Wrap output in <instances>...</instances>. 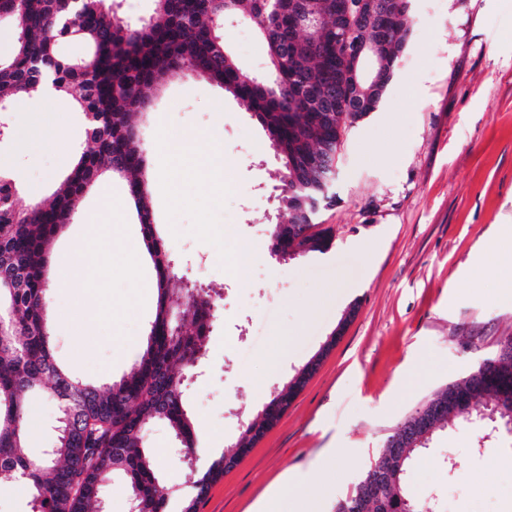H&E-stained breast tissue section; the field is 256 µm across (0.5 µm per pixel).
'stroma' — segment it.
<instances>
[{"mask_svg": "<svg viewBox=\"0 0 512 512\" xmlns=\"http://www.w3.org/2000/svg\"><path fill=\"white\" fill-rule=\"evenodd\" d=\"M410 35L376 112L343 139L331 188L334 205L318 221L331 249L287 262L270 257L269 231L280 214L267 137L246 105L193 72L160 80L139 116L152 177L178 180L181 166L160 161L165 137L193 130L214 149L226 181L214 199L199 190L192 204L169 210L154 201L157 231L180 276L223 291L198 375L186 390L195 422L218 442L193 467L164 423L145 433L160 451L164 484L188 489V471H204L229 452L247 417L270 400L319 351L336 328L344 333L279 422L224 477L200 512H245L280 475L305 478L322 494L324 512L349 495L396 427L434 393L494 355L512 336V300L498 288L512 277V0H411ZM224 44L247 73L269 77L264 43L252 23L224 19ZM13 127L38 135L32 152L16 137L0 139L18 206L50 197L86 146L80 112H14ZM127 203L123 181L102 179L79 205L51 249V260L106 221L102 197ZM253 249L257 259L238 281L227 259ZM138 311L113 308L99 334L77 332L78 294L52 278L55 354L74 377L94 385L118 381L138 360L156 311L150 260ZM292 340L274 357L273 333ZM27 451L52 447L59 405L45 392L27 396ZM478 434L461 424L433 441L406 475L408 490L431 498L433 512H512V434L475 453ZM455 458L468 484L451 475Z\"/></svg>", "mask_w": 512, "mask_h": 512, "instance_id": "35a3bbf8", "label": "stroma"}]
</instances>
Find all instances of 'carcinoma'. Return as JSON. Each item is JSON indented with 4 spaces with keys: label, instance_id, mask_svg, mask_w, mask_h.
<instances>
[{
    "label": "carcinoma",
    "instance_id": "carcinoma-1",
    "mask_svg": "<svg viewBox=\"0 0 512 512\" xmlns=\"http://www.w3.org/2000/svg\"><path fill=\"white\" fill-rule=\"evenodd\" d=\"M154 12L136 26L113 10L110 0H0V14L16 29L13 55L0 60V109L14 111L18 98L52 80L54 88L92 115L89 147L61 182L49 202L27 208L16 204L18 189L0 176V474L22 478L32 512H101L104 486L115 473L124 476L136 512H165L168 494L160 489L154 454L144 433L156 421L166 422L193 465L195 427L184 389L193 377L199 353L217 318L221 292L210 285L189 284L176 273L165 242L157 236L151 196L145 187L144 147L134 116L144 106L154 82L189 69L245 102L268 138L279 168L277 199L288 218L273 225L271 248L283 261L297 253L324 254L332 232L317 224L321 209L334 201L326 183L328 163L347 130L350 113L342 103L351 81L342 71L326 68L336 45L325 35H296L293 42L270 35L275 20L288 16L289 0H153ZM322 27L340 19L341 0H300ZM366 15L363 36L378 46L382 81L368 94L367 116L377 110L407 41L410 0H356ZM226 13L251 20L263 41L274 81L255 80L243 72L224 47L219 19ZM79 39L88 46L80 59L63 55L59 44ZM106 173L125 181L134 204L159 292L158 309L147 341L131 371L120 381L98 387L73 378L53 355V321L49 305L47 254L85 196ZM180 312V320L173 318ZM512 358V336L499 351L448 384L436 397L442 410L422 431L418 444L406 449L403 469L418 461L433 435L448 428L458 412L448 402L452 387L472 392L473 418L496 410L479 444L500 429L512 432V405H499L496 392L512 380L484 375L499 357ZM48 387L60 403L82 395L77 427L59 422L54 447L40 459L23 453L28 438L26 394ZM297 390L292 381L276 389L261 413L248 420L235 443L249 448L251 432L275 417L277 402ZM224 476V455L211 459L206 472L191 477L193 492L181 512H198L210 486ZM388 507L409 498L404 477L383 488Z\"/></svg>",
    "mask_w": 512,
    "mask_h": 512
}]
</instances>
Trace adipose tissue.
<instances>
[{
    "mask_svg": "<svg viewBox=\"0 0 512 512\" xmlns=\"http://www.w3.org/2000/svg\"><path fill=\"white\" fill-rule=\"evenodd\" d=\"M162 148L167 158L182 164L183 172L180 182L160 180L153 183L155 197L176 204L189 200L202 188L212 193L223 190L224 170L203 159L195 132L185 130L169 135ZM103 209L109 218L105 232L79 243L76 259L58 263L63 276H72L78 281L84 307L80 323L91 337L97 334L95 322L100 315L101 304L107 300L104 290L113 276L127 279L132 287L131 294L122 301L123 308L134 311L141 305L139 270L142 252L133 245L115 247L113 234L124 219L123 209L108 200L104 201ZM299 485V478H283L255 503L253 512H317L315 497L301 493Z\"/></svg>",
    "mask_w": 512,
    "mask_h": 512,
    "instance_id": "1",
    "label": "adipose tissue"
}]
</instances>
